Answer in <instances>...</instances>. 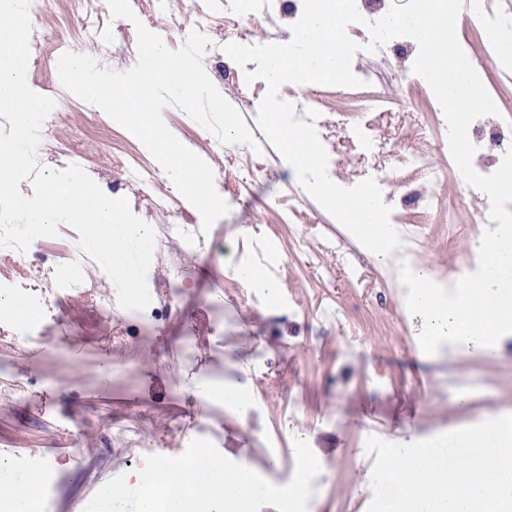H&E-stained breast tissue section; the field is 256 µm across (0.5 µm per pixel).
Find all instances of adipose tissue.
Returning a JSON list of instances; mask_svg holds the SVG:
<instances>
[{
	"instance_id": "adipose-tissue-1",
	"label": "adipose tissue",
	"mask_w": 512,
	"mask_h": 512,
	"mask_svg": "<svg viewBox=\"0 0 512 512\" xmlns=\"http://www.w3.org/2000/svg\"><path fill=\"white\" fill-rule=\"evenodd\" d=\"M477 273L442 283L426 266H405V306L421 319L420 347L432 353L449 346L480 356L499 354L512 339V318L502 314L501 286L504 271L512 269V225L486 228L480 246ZM196 394L220 401L225 411L245 422L252 405L249 382L227 381L218 385L202 382Z\"/></svg>"
}]
</instances>
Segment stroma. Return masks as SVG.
Here are the masks:
<instances>
[{"instance_id":"stroma-1","label":"stroma","mask_w":512,"mask_h":512,"mask_svg":"<svg viewBox=\"0 0 512 512\" xmlns=\"http://www.w3.org/2000/svg\"><path fill=\"white\" fill-rule=\"evenodd\" d=\"M194 5V0L176 5L166 0L161 7L156 0H130L131 20L112 19L105 6L92 9L87 23L104 26L107 38L94 59L99 67L128 71L138 59V26L151 30L162 18L171 21L168 49H179L185 40L178 25ZM199 5L210 16L216 42L281 44L291 34L293 21L284 11L255 22L247 10L225 16L224 0ZM457 39L495 102L499 122L512 123V71L487 62L479 24L464 21ZM57 63L52 43L32 44L27 77L33 91L59 84ZM351 64L370 73L371 83L302 89L286 83L278 96L311 98L327 171L338 180L354 185L370 177L396 196L435 192L432 211L411 209L401 216L402 223L422 229L423 247L414 261L440 279L472 273L483 234L476 218L490 200L466 183L449 155L448 129L435 95L428 84L403 75L390 55L356 57ZM218 90L245 127L258 131L266 85L240 78ZM162 116L168 130L210 164L229 211L203 231L201 248L187 249L175 238L155 253L148 280L176 263L189 271L185 282L156 293L159 316L135 322L126 348L113 350L111 320L78 285L59 290L54 316L41 311L30 323L0 322V445L34 448L47 459L56 486L45 512H80L89 503L100 487L99 467L110 463L124 442L113 426L129 420L137 421L142 436L152 439L153 452L162 456L180 455L179 425L192 416L234 441L236 451L227 454L232 461H253L254 448L271 447L274 462L253 463L273 480L293 477V440L308 437L326 469L311 482L307 512H367L375 462L366 451L371 429L408 445L480 422L490 412H512V341L495 358L445 351L422 355L418 319L405 307L395 267L366 253L305 191L270 142H262L256 153L221 143L177 106H166ZM76 139L84 143L86 173L103 192L127 198L132 212L156 234L174 221L200 219L164 175L145 189L127 182L129 167L154 168L152 156L133 134L71 93L62 118L40 139L43 166L65 169ZM371 139L385 143V150L368 151ZM393 149L439 155L435 188L427 189L419 169L392 166ZM58 230V236L34 240L28 259L12 256L7 279L29 285L31 266L40 261L67 277L81 261L79 235L64 224ZM299 233L320 243V250H296L292 239ZM265 243L272 246L269 256L279 280L292 288L278 309L268 308L239 277L224 271L233 259L261 258ZM36 294L29 285L27 294L12 302L28 306ZM190 328L204 350L199 367L205 379L219 384L245 372L260 384L248 427H240L222 405L195 396L191 385L175 381V349ZM19 380L26 392L14 390Z\"/></svg>"}]
</instances>
